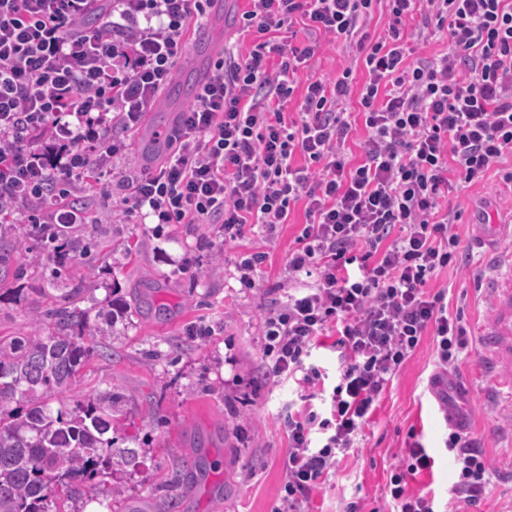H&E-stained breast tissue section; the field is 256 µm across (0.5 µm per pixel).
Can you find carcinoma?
I'll return each mask as SVG.
<instances>
[{"label": "carcinoma", "mask_w": 512, "mask_h": 512, "mask_svg": "<svg viewBox=\"0 0 512 512\" xmlns=\"http://www.w3.org/2000/svg\"><path fill=\"white\" fill-rule=\"evenodd\" d=\"M50 320L51 332L41 328ZM92 335L87 311L68 301L33 319L25 336L0 338V512H51L52 491L98 496L100 468L118 458L136 465L138 451L116 435L122 396L110 390L90 394L70 408L52 409L85 361L97 352L83 337ZM201 457L181 460L173 483L204 470Z\"/></svg>", "instance_id": "carcinoma-1"}]
</instances>
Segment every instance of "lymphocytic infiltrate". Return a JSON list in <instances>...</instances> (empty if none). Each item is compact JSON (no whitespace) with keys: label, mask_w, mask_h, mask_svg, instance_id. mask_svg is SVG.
I'll return each mask as SVG.
<instances>
[{"label":"lymphocytic infiltrate","mask_w":512,"mask_h":512,"mask_svg":"<svg viewBox=\"0 0 512 512\" xmlns=\"http://www.w3.org/2000/svg\"><path fill=\"white\" fill-rule=\"evenodd\" d=\"M247 2L248 57L228 49L215 60L156 169L118 173L128 146L113 127L138 125L211 0H0V215L82 224L85 211L70 200L76 185L104 184L127 214L218 224L229 244L248 224L274 237L303 205L288 256L294 286L265 314L263 338L267 374L293 381L301 400L285 424L290 452L275 512H306L423 336H433L441 369L432 384L449 400L444 373L456 369L468 331L427 283L461 257L449 192L490 171L512 183V0ZM379 8L386 33L374 39L367 27ZM91 17L102 26L86 30ZM412 18L419 39L445 38L442 52L408 46ZM298 21L306 43L275 40ZM321 34L356 47L363 82L349 68L310 78L287 118L297 71ZM353 95L355 113L346 108ZM359 127L354 161L346 144ZM326 336L340 366L325 418L313 405L322 368L312 353ZM445 446L457 465L451 498L478 507L491 476L483 448L459 425ZM433 465L409 445L388 484L395 512H435L432 498L409 489Z\"/></svg>","instance_id":"1"}]
</instances>
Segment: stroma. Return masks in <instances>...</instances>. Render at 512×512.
<instances>
[{
  "instance_id": "obj_1",
  "label": "stroma",
  "mask_w": 512,
  "mask_h": 512,
  "mask_svg": "<svg viewBox=\"0 0 512 512\" xmlns=\"http://www.w3.org/2000/svg\"><path fill=\"white\" fill-rule=\"evenodd\" d=\"M246 6V0H224L222 18L210 27L216 44L248 52L250 40L238 36ZM356 57L355 49L321 38L319 53L299 71L297 85L334 75L354 65ZM75 198L87 221L68 228L64 255L44 250L33 225L17 224L9 233L10 271L0 289H20L21 297L0 300V336L30 332L36 312L63 304L65 295L79 290L80 306L107 348L85 363L73 391L119 392L123 412L117 433L136 437L146 450L136 470L97 475L101 488L122 490L112 512L154 503L165 493L179 458L194 448L207 470L176 489L178 512H274L288 461L284 417L297 395L293 382L264 375L262 317L285 296L288 253L305 221L303 206L294 208L275 239L249 225L228 246L217 224H168L158 235L149 224L111 222L119 204L102 189L82 186ZM448 205L462 212L453 230L470 258L461 268L434 274L429 288L445 290L449 311H462L468 329V348L452 379L466 387L460 408L491 463L479 512H512V401L493 395L480 338L492 319L485 282L497 267L473 229L484 214L493 224L512 222V186L491 172L449 194ZM254 251L268 252L269 259L247 288L236 264ZM113 292L127 314L111 326L98 311ZM434 370L435 342L427 336L376 401L354 448L339 454L311 498V512H343L354 498L362 512H391L386 484L412 437L434 466L410 486L434 497L438 512H446L456 470L444 446L446 408L428 383Z\"/></svg>"
}]
</instances>
